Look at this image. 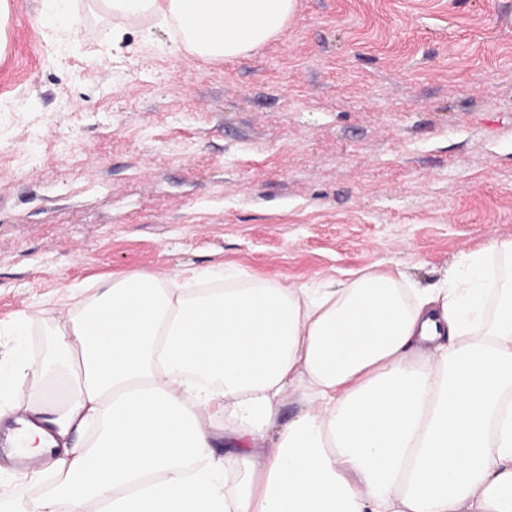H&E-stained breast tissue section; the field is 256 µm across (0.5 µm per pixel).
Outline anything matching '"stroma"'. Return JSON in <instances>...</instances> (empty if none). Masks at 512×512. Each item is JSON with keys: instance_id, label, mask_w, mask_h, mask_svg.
<instances>
[{"instance_id": "1", "label": "stroma", "mask_w": 512, "mask_h": 512, "mask_svg": "<svg viewBox=\"0 0 512 512\" xmlns=\"http://www.w3.org/2000/svg\"><path fill=\"white\" fill-rule=\"evenodd\" d=\"M11 2L1 366L39 359L72 291L130 272L397 264L425 288L512 239V0H295L282 35L226 61L96 0Z\"/></svg>"}]
</instances>
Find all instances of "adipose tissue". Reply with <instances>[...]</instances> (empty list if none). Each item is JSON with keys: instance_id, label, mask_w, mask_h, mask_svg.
<instances>
[{"instance_id": "adipose-tissue-1", "label": "adipose tissue", "mask_w": 512, "mask_h": 512, "mask_svg": "<svg viewBox=\"0 0 512 512\" xmlns=\"http://www.w3.org/2000/svg\"><path fill=\"white\" fill-rule=\"evenodd\" d=\"M294 4L104 0L210 59L281 34ZM34 371L65 385L29 399L18 452L51 463L0 512H512V240L431 288L396 267L132 272L71 294L0 396Z\"/></svg>"}]
</instances>
